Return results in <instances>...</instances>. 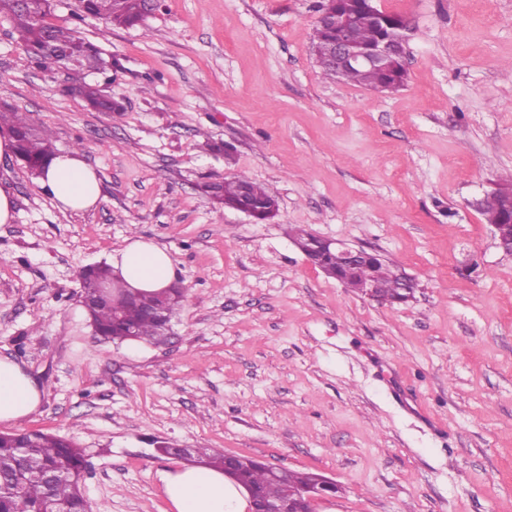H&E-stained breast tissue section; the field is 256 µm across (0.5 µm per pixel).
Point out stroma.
Listing matches in <instances>:
<instances>
[{
  "mask_svg": "<svg viewBox=\"0 0 512 512\" xmlns=\"http://www.w3.org/2000/svg\"><path fill=\"white\" fill-rule=\"evenodd\" d=\"M376 3L412 24L394 92L323 78L313 0H163L129 29L57 0L52 23L112 58L114 115L0 18V106L81 150L101 190L63 212L0 158V357L42 390L0 433L82 448L95 512H169L160 474L182 461L162 441L319 473L339 491L313 512H512V256L481 212L512 175V0ZM240 173L276 196L271 221L198 190ZM294 226L386 257L413 298L328 278ZM131 236L188 295L163 345L97 336L80 303L82 270Z\"/></svg>",
  "mask_w": 512,
  "mask_h": 512,
  "instance_id": "35a3bbf8",
  "label": "stroma"
}]
</instances>
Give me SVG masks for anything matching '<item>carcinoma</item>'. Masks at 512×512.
<instances>
[{"label":"carcinoma","mask_w":512,"mask_h":512,"mask_svg":"<svg viewBox=\"0 0 512 512\" xmlns=\"http://www.w3.org/2000/svg\"><path fill=\"white\" fill-rule=\"evenodd\" d=\"M336 3V10L356 16L357 25L349 32V40L364 53L373 51L383 42L409 26L408 19L397 13L382 12L373 0H315V12L322 13L329 2ZM53 3L34 0L22 4L18 0H0V17L8 19L30 61L38 67L47 66V48L57 50V67L67 68L76 62L90 75H104L110 71L105 58L91 42L82 38L75 28L54 25L48 21ZM145 0H78L76 20L91 16L117 28H132L145 21ZM324 78L347 84L361 85L383 92H393L405 85L408 77L406 63L395 60L387 67L339 68L329 61L316 60ZM75 93L98 112L119 113L123 107L104 94L99 83L82 82ZM13 134L15 156L30 173L37 177L55 155V146L47 130H39L15 109H0V127ZM203 195L226 207L242 206L254 218L265 221L277 211L275 198L265 187L244 175H237L220 182H204L199 186ZM512 190V182L502 184L488 193L482 212L490 224H507L512 221L503 192ZM345 287L359 291L362 283L371 280L376 284L379 299L394 304L404 298L400 274L381 256L371 258L367 264L352 274H330ZM111 288L122 284L106 266L92 267L82 274L83 292L91 296L101 282ZM180 289L155 293L142 292L136 301L119 312L107 305L89 311L96 332L118 339L124 329L132 327L143 339L161 343L167 339L169 321L151 317L158 308L172 315L186 301ZM200 463L224 468L227 456L214 448L193 449ZM86 466L84 450L60 438L36 431H25L16 437L6 434L0 438V512H92L80 484V475ZM54 475L52 482L44 478L46 471ZM318 474L287 470L277 479L269 476L266 465L246 456L237 459L236 481L252 489L264 501H287L297 497L306 486L314 483Z\"/></svg>","instance_id":"obj_1"}]
</instances>
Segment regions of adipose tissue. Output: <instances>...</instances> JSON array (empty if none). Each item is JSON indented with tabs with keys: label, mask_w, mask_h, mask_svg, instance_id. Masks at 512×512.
Returning a JSON list of instances; mask_svg holds the SVG:
<instances>
[{
	"label": "adipose tissue",
	"mask_w": 512,
	"mask_h": 512,
	"mask_svg": "<svg viewBox=\"0 0 512 512\" xmlns=\"http://www.w3.org/2000/svg\"><path fill=\"white\" fill-rule=\"evenodd\" d=\"M40 189L61 211L81 212L98 202L100 188L95 171L80 151L55 155ZM122 281L142 292L168 287L175 279L169 254L139 238L129 239L112 260ZM42 393L20 365L0 358V423H16L35 412ZM163 488L173 512H247L248 494L223 471L205 466H184L162 475Z\"/></svg>",
	"instance_id": "1"
}]
</instances>
